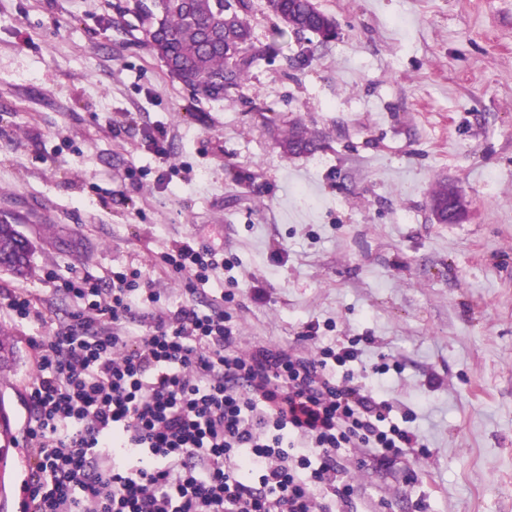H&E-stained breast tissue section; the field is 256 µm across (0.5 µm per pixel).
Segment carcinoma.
Wrapping results in <instances>:
<instances>
[{"label": "carcinoma", "mask_w": 512, "mask_h": 512, "mask_svg": "<svg viewBox=\"0 0 512 512\" xmlns=\"http://www.w3.org/2000/svg\"><path fill=\"white\" fill-rule=\"evenodd\" d=\"M283 27L278 35L314 33L336 38L335 20L313 0H267ZM250 0H135L132 12L145 25L147 46L164 63L169 76L194 93L219 99L241 86L261 51L252 41ZM279 146L286 155L311 153L318 140L305 129L291 127ZM26 237L16 225L0 220V266L17 278L30 271V259L11 264ZM14 357L11 337L0 332V370Z\"/></svg>", "instance_id": "carcinoma-1"}]
</instances>
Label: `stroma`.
I'll use <instances>...</instances> for the list:
<instances>
[{
  "instance_id": "obj_1",
  "label": "stroma",
  "mask_w": 512,
  "mask_h": 512,
  "mask_svg": "<svg viewBox=\"0 0 512 512\" xmlns=\"http://www.w3.org/2000/svg\"><path fill=\"white\" fill-rule=\"evenodd\" d=\"M314 2L336 40L275 39L251 0L263 60L212 100L168 77L133 0H0V218L33 243L0 298L25 289L45 313L0 310L15 346L0 402L27 418V339L77 306L45 272L133 266L165 310L234 291L241 348L312 355L314 325L367 337L360 368L398 363L392 417L427 450L349 462L353 512H512V0ZM296 123L319 151L281 153ZM441 180L467 220H434ZM187 240L224 252L191 297L159 262Z\"/></svg>"
}]
</instances>
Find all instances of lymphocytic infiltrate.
<instances>
[{"label":"lymphocytic infiltrate","mask_w":512,"mask_h":512,"mask_svg":"<svg viewBox=\"0 0 512 512\" xmlns=\"http://www.w3.org/2000/svg\"><path fill=\"white\" fill-rule=\"evenodd\" d=\"M161 262L192 293L224 266L193 241ZM54 285L82 307L29 339L34 512H346L351 450L389 461L423 445L383 383L351 370L359 340L313 359L270 342L240 352L221 307L154 316L140 269Z\"/></svg>","instance_id":"1"}]
</instances>
